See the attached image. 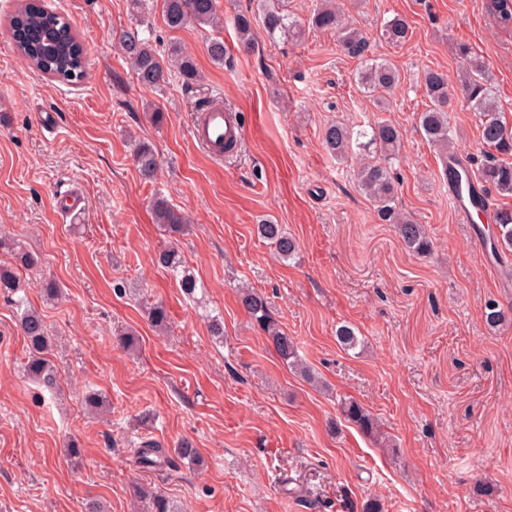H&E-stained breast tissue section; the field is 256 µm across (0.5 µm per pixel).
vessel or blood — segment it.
<instances>
[{
    "label": "vessel or blood",
    "mask_w": 512,
    "mask_h": 512,
    "mask_svg": "<svg viewBox=\"0 0 512 512\" xmlns=\"http://www.w3.org/2000/svg\"><path fill=\"white\" fill-rule=\"evenodd\" d=\"M245 135V124L239 112L223 106L197 109L191 122V136L208 155L217 159L233 156ZM448 197L456 215L463 222H471L473 208L466 190L449 187Z\"/></svg>",
    "instance_id": "1"
}]
</instances>
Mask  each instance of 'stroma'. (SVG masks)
Instances as JSON below:
<instances>
[{
	"instance_id": "obj_1",
	"label": "stroma",
	"mask_w": 512,
	"mask_h": 512,
	"mask_svg": "<svg viewBox=\"0 0 512 512\" xmlns=\"http://www.w3.org/2000/svg\"><path fill=\"white\" fill-rule=\"evenodd\" d=\"M33 2L76 28L86 75L69 83L32 68L11 40L23 0H0V230L41 258L21 280L58 347L60 377L52 393L25 378L18 316L0 298V512H85L92 501L132 512L135 482L182 512H361L370 498L382 512H512V252L493 257L478 225L456 217L444 159L417 128L429 105L425 71H447L455 148L479 150L458 78L461 44L483 60L512 126V31L489 19L485 0H340L343 23L369 38V58L400 72L384 111L359 91L362 62L336 33L307 28L317 0H285L301 36L272 38L257 25L249 52L232 17L253 0H216L223 27L177 30L164 22L163 0H145L158 50L181 46L202 76L158 91L139 85L120 50L139 17L129 0ZM395 17L409 27L398 45L379 37ZM215 36L230 53L221 65L207 53ZM202 100L243 113L235 156L214 160L193 142ZM44 112L57 114L54 132L41 128ZM381 118L403 134L398 206L432 239L425 256L359 189L358 156L338 159L322 141L327 124L356 130ZM139 139L158 153L154 179L132 159ZM67 191L85 198L76 224L54 208ZM159 195L190 221L177 246L206 285L200 301L158 262L169 241L152 213ZM268 222L297 241L294 259L258 236ZM46 278L61 289L52 304L38 288ZM243 288L265 298L316 381L278 356L243 307ZM491 300L508 324L487 326ZM157 302L169 313L163 335L144 315ZM209 312L224 319L223 341L209 333ZM343 325L355 330V349L338 343ZM126 328L136 350L117 341ZM90 388L107 397L109 419L86 407ZM343 398L378 419L380 438L343 418ZM145 437L169 449L190 441L200 461L140 467L131 447Z\"/></svg>"
}]
</instances>
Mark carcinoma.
<instances>
[{"label":"carcinoma","instance_id":"1","mask_svg":"<svg viewBox=\"0 0 512 512\" xmlns=\"http://www.w3.org/2000/svg\"><path fill=\"white\" fill-rule=\"evenodd\" d=\"M163 2L165 22L171 29H179L189 21L212 28L221 26L215 0ZM257 2V13L240 12L233 17L239 45L243 50L249 51L253 46V25L256 22L261 23L271 37L278 33L290 38L300 34L298 24L282 8L280 0ZM485 9L487 15L498 26L512 28V0H486ZM309 24L317 30L337 32L344 53L364 60L358 84L364 93L373 98L379 109H385L388 97L400 81L398 69L390 62L365 58V53L370 47L368 38L357 29L342 25L339 10L333 0H323V3L313 10ZM380 35L391 44H400L408 36V26L404 20L393 18L383 25ZM12 39L17 51L42 74L75 83L83 79L85 62L78 35L56 12L33 4L24 5L14 17ZM119 45L138 83L146 89L161 88L174 74L187 87L201 79L191 55L172 45L167 57H162L151 40L143 35V30L139 26L123 31ZM456 55L462 59L464 68V99L470 108L477 112L480 138L490 152L484 155L483 161L477 167H472L469 162L457 167L450 166L445 175L452 183H457L463 178L469 182L474 180L484 190L492 189L501 196L511 197L512 127L503 121L500 105L488 83L484 62L464 45L456 47ZM424 89L430 106L420 113L419 126L427 140L443 152L453 144L448 112L444 110V105L448 101V75L440 70H427L424 74ZM401 140V130L388 120L371 123L369 128H362L355 133L341 124H330L323 132V143L330 153L343 157L356 150L363 156V162L357 171L360 189L374 203L380 218L395 225V230L405 247L424 254L431 249V240L423 225L402 214L397 207L398 189L391 170V161L399 157ZM376 152L382 154V159L371 158V154ZM133 159L143 177L154 176L157 170V156L150 143L139 142L134 150ZM153 214L155 223L164 226L171 233L179 234L186 230L187 219L184 214L163 196L154 199ZM495 225L494 235L489 238L492 253H511L512 208L497 210ZM258 231L263 238L274 244L280 258L288 260L297 254V242L282 229L281 225L260 224ZM0 248L13 252L16 262L21 267L31 269L41 264L37 254L24 249L13 239L1 236ZM158 262L178 281L188 298L195 299L197 294L205 293V284L186 267L176 247L170 245L164 248L159 253ZM22 291L23 287L14 267L1 264L0 295L16 308L28 350L24 373L30 381L51 392L59 384L58 370L48 358L52 338L43 316L29 306ZM241 302L249 316L267 333L279 357L287 365L304 373L307 380L314 379V374L298 359L294 338L272 319L264 298L243 289ZM146 313L148 322L156 330L163 331L167 328L168 315L163 305L150 306ZM484 319L489 327L496 328L506 320L505 311L498 303L489 301L484 307ZM336 338L346 350L355 348L359 343L355 331L347 325L336 330ZM339 408L344 419L362 432L372 436L380 435L378 422L358 401L345 398L340 401ZM135 453L138 463L146 468L171 466L176 458L191 462L197 459V450L188 442L175 449L173 458L167 456L159 443L152 440L140 443ZM133 497L139 502L147 503L150 512H175L166 497L142 485L134 486Z\"/></svg>","mask_w":512,"mask_h":512}]
</instances>
